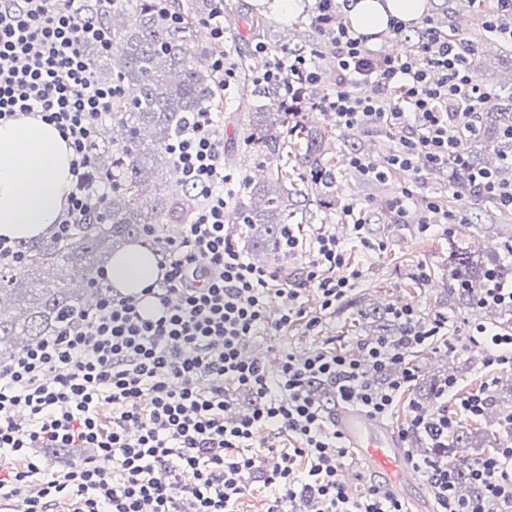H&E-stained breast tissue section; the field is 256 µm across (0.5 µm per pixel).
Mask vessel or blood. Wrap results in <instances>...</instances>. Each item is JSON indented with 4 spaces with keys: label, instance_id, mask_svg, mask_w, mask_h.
Listing matches in <instances>:
<instances>
[{
    "label": "vessel or blood",
    "instance_id": "vessel-or-blood-1",
    "mask_svg": "<svg viewBox=\"0 0 512 512\" xmlns=\"http://www.w3.org/2000/svg\"><path fill=\"white\" fill-rule=\"evenodd\" d=\"M333 421L344 443L357 448L365 464L379 474L393 494H402L415 486L419 477L409 468L391 430L365 411L337 406Z\"/></svg>",
    "mask_w": 512,
    "mask_h": 512
}]
</instances>
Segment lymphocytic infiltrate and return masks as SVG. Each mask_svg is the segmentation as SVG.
Masks as SVG:
<instances>
[{
    "mask_svg": "<svg viewBox=\"0 0 512 512\" xmlns=\"http://www.w3.org/2000/svg\"><path fill=\"white\" fill-rule=\"evenodd\" d=\"M200 22L215 47L207 60L220 88L237 74L224 48V0H208ZM315 28L336 51L332 93L315 110L341 129L379 127L393 146L385 165L355 153L348 165L366 180L389 170L420 174L465 164L463 138L493 99L471 72L465 42L425 20L407 51L373 50L336 19L335 0H316ZM112 40L89 0H0V120L33 114L55 124L74 149L77 184L56 226L67 235L98 210L104 195L82 183L89 146L116 85L100 82L86 44ZM270 55L260 84L303 97L320 79L314 55L260 42ZM196 208L188 224L159 248V278L135 297L103 294L90 312L0 360V512L22 500L24 512H239L253 484L267 491L265 512H403L382 486L348 496L340 473L348 451L327 422L331 403L386 418L415 371L383 338L362 357L330 347L298 355L282 352L276 369L241 346L295 325L315 334L321 319L307 316L301 291L278 271L249 261L225 229L224 139L213 113H192L168 146ZM419 225L458 224L460 212L437 197L406 187L385 209L402 221L411 200ZM303 282L320 308L335 311L363 272L349 268L343 246L318 227ZM280 300L277 315L268 304ZM394 314L426 348L448 335V320H425L411 307ZM390 372L385 385L371 372ZM248 405L238 408V394ZM484 400L461 398L455 415L432 421L414 416L410 432H443L481 414ZM38 448H91L93 457L56 471ZM439 512H512V443L476 461L471 480L480 498L454 499L455 473L419 461Z\"/></svg>",
    "mask_w": 512,
    "mask_h": 512,
    "instance_id": "lymphocytic-infiltrate-1",
    "label": "lymphocytic infiltrate"
}]
</instances>
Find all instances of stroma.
Segmentation results:
<instances>
[{
    "instance_id": "obj_1",
    "label": "stroma",
    "mask_w": 512,
    "mask_h": 512,
    "mask_svg": "<svg viewBox=\"0 0 512 512\" xmlns=\"http://www.w3.org/2000/svg\"><path fill=\"white\" fill-rule=\"evenodd\" d=\"M242 14L262 16L267 24L264 39L271 45L287 41L294 48H318L317 60L323 72L321 94H328L335 74L329 66L332 47L311 24L313 0H302L304 8L294 18L287 19L271 11H258L255 0H237ZM429 17L439 22L445 33L457 32L471 39L478 49L470 66L478 78L497 95L512 96V66L502 62L499 40L481 32V14L484 0H429ZM259 100L244 95L241 86L234 85L224 92V106L218 119L224 132L225 151H236L235 162L229 172L244 176L256 175V159L242 150L243 120L254 111ZM359 144L364 155L376 162L384 161L389 153L391 140L380 130H337L336 189L346 201L354 204L356 211L367 219L366 234L372 248L363 247L356 239L350 217L312 200L308 207V222L304 235H311L318 225H328L348 253L352 267L362 269L363 277L356 284L354 295L367 298L368 302L404 303L417 307L422 316L448 319L447 346L434 350L425 349L421 358L414 360L417 377L429 378L453 374L456 388L447 399L438 400L437 409L455 412L459 398L477 390L479 385L500 391L502 396L512 395V368L505 365H487V347L475 343L470 331L475 324H488L487 316L479 315L477 306L455 309L446 293L448 266L454 250L465 249L477 257L497 255L512 262V213L498 211L491 204H484L479 212H467L462 224H437L428 232H420L416 221L418 213L409 210L405 223H393L382 217L385 201L408 186L410 174L394 172L386 181L371 183L359 178L349 167L347 157L352 144ZM322 316V315H321ZM354 311L337 305L335 313L322 316L321 333L313 338L302 328L253 339L256 354L271 358L280 348L294 352L308 351L315 343L334 341L336 347L352 349L356 345Z\"/></svg>"
}]
</instances>
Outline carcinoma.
Instances as JSON below:
<instances>
[{"instance_id": "obj_1", "label": "carcinoma", "mask_w": 512, "mask_h": 512, "mask_svg": "<svg viewBox=\"0 0 512 512\" xmlns=\"http://www.w3.org/2000/svg\"><path fill=\"white\" fill-rule=\"evenodd\" d=\"M92 7L112 33V51L87 44L84 53L99 79L116 84L118 93L90 146L92 165L85 181L89 186L106 184L110 192L102 209L68 235L21 242L22 263L0 268V358L89 311L103 291L102 274L117 249L146 228L153 230L157 241H164L174 225L188 220L193 208L185 194L169 190L174 166L167 148L188 113L211 112L221 101L218 83L204 63L212 48L196 42L199 5L176 6L183 17L179 24L164 16L152 0H117L111 5L96 0ZM245 91L272 99L277 107L260 104L246 117L243 143L255 153L266 177L245 178L233 193L231 213L248 254L279 267L284 260L281 225L294 222L300 203L315 193L327 205H338L333 126L305 115L288 118L319 99L316 86L299 103L285 99L276 87L247 84ZM510 125L512 97L498 100L480 115L477 132L465 140L468 166L448 162V183L456 188V196L473 205L485 202L471 184L468 168H489V157L512 153V142L503 137ZM490 274L506 280L512 276V265L495 259L478 263L461 251L448 271V295L458 306L476 303L489 285ZM348 305L356 306L357 330L365 333L358 345L382 337L411 353V328L394 318L391 307L359 308L354 300ZM483 308L502 332L512 331V312L493 302ZM444 382L443 378L419 382L420 400L434 404ZM481 392L488 408L496 411L497 431L488 435L490 443L500 446L512 441V429L505 422L512 411L499 407L496 395L484 388ZM477 438L461 425L442 435L419 432L412 435L411 451L437 462L453 457L455 493L470 500L482 495L481 487L469 478V466L485 456Z\"/></svg>"}]
</instances>
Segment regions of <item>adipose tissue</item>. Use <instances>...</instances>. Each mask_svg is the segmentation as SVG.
Instances as JSON below:
<instances>
[{"mask_svg":"<svg viewBox=\"0 0 512 512\" xmlns=\"http://www.w3.org/2000/svg\"><path fill=\"white\" fill-rule=\"evenodd\" d=\"M428 0H349L350 27L377 40L391 20L416 26L427 14ZM73 150L59 129L37 116L0 121V236L32 240L57 224L74 180ZM159 274V258L130 244L116 252L107 269L111 286L125 294L140 293Z\"/></svg>","mask_w":512,"mask_h":512,"instance_id":"adipose-tissue-1","label":"adipose tissue"}]
</instances>
